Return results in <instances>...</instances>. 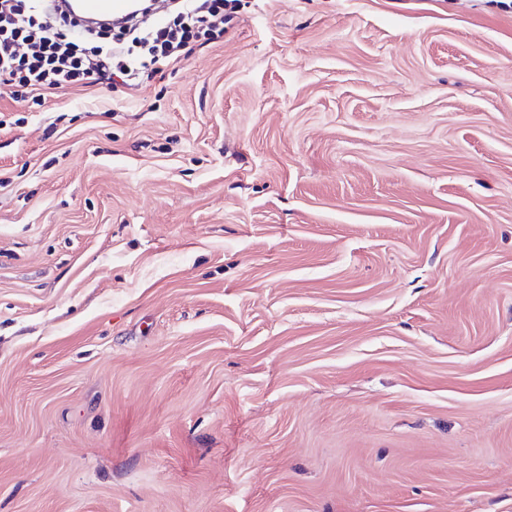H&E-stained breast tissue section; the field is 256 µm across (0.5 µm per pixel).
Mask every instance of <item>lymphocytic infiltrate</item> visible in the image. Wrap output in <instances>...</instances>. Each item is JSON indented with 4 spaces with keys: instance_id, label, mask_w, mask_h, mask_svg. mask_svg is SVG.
<instances>
[{
    "instance_id": "f902f5d3",
    "label": "lymphocytic infiltrate",
    "mask_w": 512,
    "mask_h": 512,
    "mask_svg": "<svg viewBox=\"0 0 512 512\" xmlns=\"http://www.w3.org/2000/svg\"><path fill=\"white\" fill-rule=\"evenodd\" d=\"M236 2L169 0L165 22L153 23L147 10L96 32L77 30L64 16L47 23L44 0H0V84L10 86L13 99L36 105L62 88L139 89L222 38Z\"/></svg>"
}]
</instances>
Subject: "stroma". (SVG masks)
I'll use <instances>...</instances> for the list:
<instances>
[{"label":"stroma","mask_w":512,"mask_h":512,"mask_svg":"<svg viewBox=\"0 0 512 512\" xmlns=\"http://www.w3.org/2000/svg\"><path fill=\"white\" fill-rule=\"evenodd\" d=\"M0 512H512V6L0 86Z\"/></svg>","instance_id":"35a3bbf8"}]
</instances>
